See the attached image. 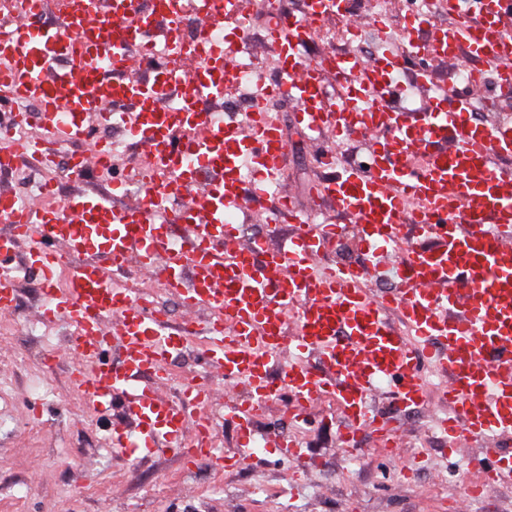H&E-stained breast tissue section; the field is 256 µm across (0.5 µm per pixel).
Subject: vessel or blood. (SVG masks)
<instances>
[{"label": "vessel or blood", "instance_id": "b4317fda", "mask_svg": "<svg viewBox=\"0 0 512 512\" xmlns=\"http://www.w3.org/2000/svg\"><path fill=\"white\" fill-rule=\"evenodd\" d=\"M208 2L166 0L158 13L149 0H69L57 27L36 31L42 0H17L16 24L0 35V104H33L23 119L44 133L0 149V168L25 158L47 168L66 146L74 178L109 171L111 142L84 146L92 123H113L130 105L129 134L154 175L123 209L82 191L50 209L0 188V316L17 310L21 271H38L52 299L39 318L72 326V376L97 406L122 394L130 427L115 440L137 459L192 450L217 467L240 466L257 447L256 418L283 394L301 422L316 402L336 403L345 440L364 426L389 453L396 428L370 400L384 389L400 414L414 412L427 364L448 406L436 428L449 447L464 437L481 448L470 495L512 486V172L498 165L512 158V124L473 117L475 91L512 87V0H447L461 21L435 27L429 42L368 59L328 51L313 64L302 56L313 21L351 15L350 0H309L306 18L273 15V85L298 102V124L315 140L330 130L369 146L367 164L310 190L361 225L362 250L348 265L323 260L340 226L313 223L289 194L264 216L260 237L242 239L227 224L246 196L260 194L244 170L278 184L286 145L263 110L230 120L208 111L240 66L235 42L216 29L244 17L241 0H220L217 13ZM420 55L470 57L482 78L452 92L433 88L425 70L405 81L407 58ZM57 57L66 67L55 72ZM330 76L340 85L334 95ZM421 88L425 104L407 107ZM284 224L296 232L275 243ZM133 265L179 296L184 325L163 320L123 280ZM388 274L398 284L389 298L364 288ZM198 313L207 317L206 365L247 393L231 410L241 450L228 458L215 454V427L200 411L212 387L188 383L178 401L164 392L168 362L187 346Z\"/></svg>", "mask_w": 512, "mask_h": 512}]
</instances>
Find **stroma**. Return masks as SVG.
<instances>
[{
  "instance_id": "stroma-1",
  "label": "stroma",
  "mask_w": 512,
  "mask_h": 512,
  "mask_svg": "<svg viewBox=\"0 0 512 512\" xmlns=\"http://www.w3.org/2000/svg\"><path fill=\"white\" fill-rule=\"evenodd\" d=\"M243 8L252 55L274 59L264 43L270 16L299 13V0H243ZM295 111V102L285 98L276 116L288 143V184L296 207L305 211L311 207L310 184L333 171L317 163ZM42 288L39 276L27 273L17 312L0 319V512H449L458 505L465 512H512V488L467 496L466 483L477 474L474 447L451 455L441 438L427 437L430 417L444 408L433 389L406 416L402 446L391 458L364 428L354 446H346L337 405L321 403L309 423L296 424L275 400L259 422L260 432L273 439L299 437L307 456L322 459L323 468L299 478L293 463L266 450L222 472L207 463L185 468L168 452L134 462L109 444L119 414L94 409L73 384L70 327L39 321ZM46 349L56 351L55 363H45ZM170 373L172 396L193 380L212 385L215 445L234 454L238 436L226 419L232 395L223 378L201 367L197 342L173 355Z\"/></svg>"
}]
</instances>
